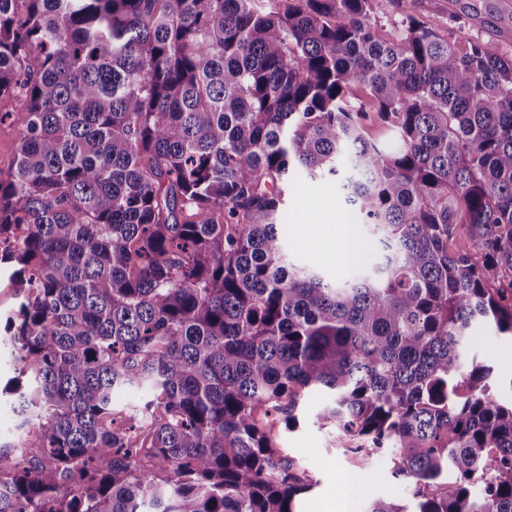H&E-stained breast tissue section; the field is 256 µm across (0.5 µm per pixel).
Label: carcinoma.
I'll return each mask as SVG.
<instances>
[{
	"label": "carcinoma",
	"mask_w": 512,
	"mask_h": 512,
	"mask_svg": "<svg viewBox=\"0 0 512 512\" xmlns=\"http://www.w3.org/2000/svg\"><path fill=\"white\" fill-rule=\"evenodd\" d=\"M0 0V267L20 299L21 435L0 512H296L272 436L327 400L359 456L394 449L414 507L512 512V403L468 359L512 335V59L374 0ZM399 136L366 137L352 82ZM337 177L375 247L329 282L283 245L292 173ZM474 251L448 250L455 225ZM136 387L137 410L112 393ZM18 127L12 120L0 124V175L6 177L13 167Z\"/></svg>",
	"instance_id": "obj_1"
}]
</instances>
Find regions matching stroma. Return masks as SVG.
Here are the masks:
<instances>
[{
  "label": "stroma",
  "mask_w": 512,
  "mask_h": 512,
  "mask_svg": "<svg viewBox=\"0 0 512 512\" xmlns=\"http://www.w3.org/2000/svg\"><path fill=\"white\" fill-rule=\"evenodd\" d=\"M427 21L440 35L459 48L478 40L497 43L500 53L512 58V13L504 12L499 0H375L371 18L387 39L400 35L407 16ZM285 221L303 222L305 231L288 235L286 249L290 261L320 271L329 281H342L360 272L373 261L371 246H364L349 265H342L335 250L320 232L326 225L358 218L344 202L336 178L310 180L296 174L288 181ZM470 353L478 363L490 366L496 382V397L512 402V338L495 330L477 327ZM324 397L317 391L305 394L299 404V423L288 429L274 427L283 448L300 470L305 471L311 487L296 502L298 512H330L342 499H349L352 512H365L371 498L377 496L403 500L412 496V479L395 475L393 452L384 450L362 458L352 455L340 443L335 429L319 425L316 413Z\"/></svg>",
  "instance_id": "obj_1"
}]
</instances>
